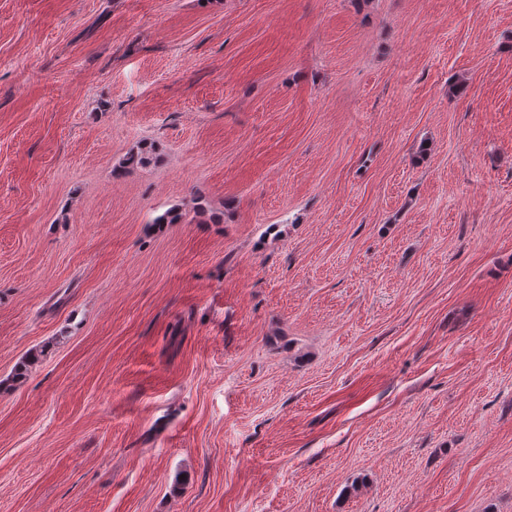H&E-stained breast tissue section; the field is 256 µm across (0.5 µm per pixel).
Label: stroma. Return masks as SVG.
Masks as SVG:
<instances>
[{
    "instance_id": "obj_1",
    "label": "stroma",
    "mask_w": 512,
    "mask_h": 512,
    "mask_svg": "<svg viewBox=\"0 0 512 512\" xmlns=\"http://www.w3.org/2000/svg\"><path fill=\"white\" fill-rule=\"evenodd\" d=\"M0 512H512V0H0Z\"/></svg>"
}]
</instances>
